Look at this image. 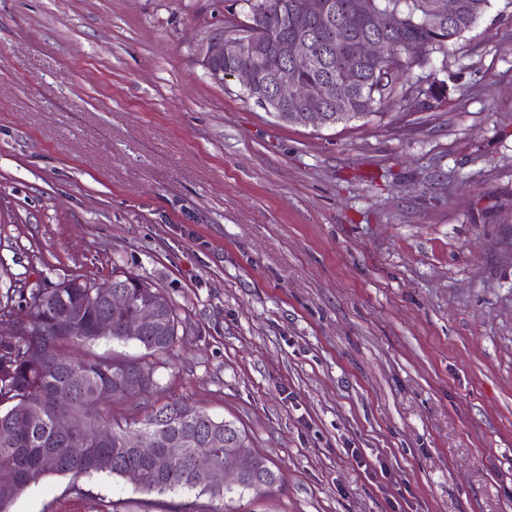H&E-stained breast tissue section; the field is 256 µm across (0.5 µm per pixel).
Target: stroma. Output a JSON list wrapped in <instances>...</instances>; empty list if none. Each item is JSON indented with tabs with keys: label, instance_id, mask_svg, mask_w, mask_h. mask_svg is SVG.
Listing matches in <instances>:
<instances>
[{
	"label": "stroma",
	"instance_id": "obj_1",
	"mask_svg": "<svg viewBox=\"0 0 512 512\" xmlns=\"http://www.w3.org/2000/svg\"><path fill=\"white\" fill-rule=\"evenodd\" d=\"M234 0H0V295L137 275L177 308L151 364L234 421L272 493L228 512H512V0L413 79L437 92L321 130L217 84ZM208 496L43 478L11 512Z\"/></svg>",
	"mask_w": 512,
	"mask_h": 512
}]
</instances>
